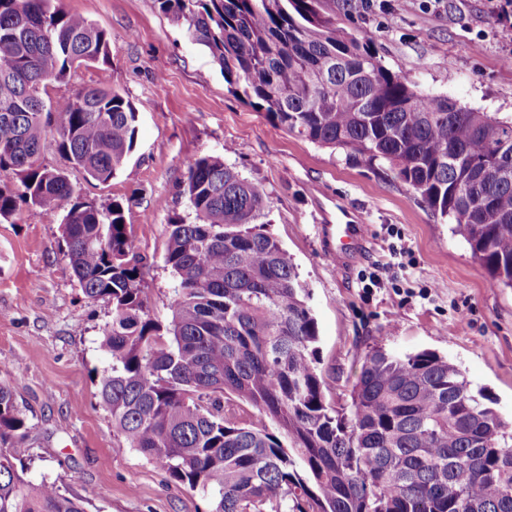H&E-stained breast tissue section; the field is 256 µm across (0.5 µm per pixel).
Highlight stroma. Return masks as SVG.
<instances>
[{
  "instance_id": "obj_1",
  "label": "stroma",
  "mask_w": 512,
  "mask_h": 512,
  "mask_svg": "<svg viewBox=\"0 0 512 512\" xmlns=\"http://www.w3.org/2000/svg\"><path fill=\"white\" fill-rule=\"evenodd\" d=\"M389 2V13L378 0H327L326 8L339 29L370 37L382 65L415 91L512 119V19L488 0ZM59 5L108 33L111 84L138 113L121 172L104 184L75 171L70 178L97 206L126 203L153 318L171 316L174 277L164 254L171 218L189 211L180 193L185 164L217 156L269 195V231L309 291L330 407L349 402L370 348L427 349L457 365L512 421V289L491 287L446 219L387 165L356 163L271 123L229 91L209 50L154 0ZM59 223L25 206L0 222V384L29 419L28 479L57 481L88 512H207V498L129 448L101 406L98 381L110 359L100 337L112 306L82 294ZM336 224L363 227V248L343 262L328 255ZM372 272L384 285L368 292L363 279Z\"/></svg>"
}]
</instances>
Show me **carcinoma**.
I'll return each mask as SVG.
<instances>
[{"mask_svg":"<svg viewBox=\"0 0 512 512\" xmlns=\"http://www.w3.org/2000/svg\"><path fill=\"white\" fill-rule=\"evenodd\" d=\"M325 0H155L208 48L233 93L313 143L382 162L456 224L495 287L512 288V119L415 92ZM98 65L55 109L51 82ZM109 40L58 0H0V221L24 203L64 212V256L83 295L112 304L100 404L128 447L209 498L208 512H512V427L432 351L371 348L350 403L325 402L318 324L296 266L268 231L269 196L218 156L186 162L193 220L168 224L171 319H153L144 258L114 201H86L40 162L48 136L87 180L128 163L137 112L110 85ZM468 192L457 191L459 184ZM277 425L248 426L232 398ZM26 414L0 386V512H87L55 481L26 477Z\"/></svg>","mask_w":512,"mask_h":512,"instance_id":"carcinoma-1","label":"carcinoma"}]
</instances>
